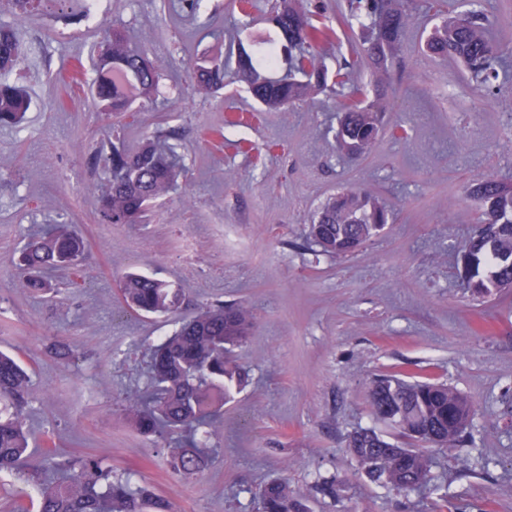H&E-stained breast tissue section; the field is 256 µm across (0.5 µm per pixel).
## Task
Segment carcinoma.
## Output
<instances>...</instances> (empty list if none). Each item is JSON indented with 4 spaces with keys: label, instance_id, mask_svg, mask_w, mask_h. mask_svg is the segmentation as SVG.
<instances>
[{
    "label": "carcinoma",
    "instance_id": "1",
    "mask_svg": "<svg viewBox=\"0 0 512 512\" xmlns=\"http://www.w3.org/2000/svg\"><path fill=\"white\" fill-rule=\"evenodd\" d=\"M414 13V0H351L343 24L360 30L362 55L371 64L373 99L342 104L335 139L338 150L348 157L366 156L377 144L384 114L390 110L380 88L398 61ZM269 22L275 32L262 38L255 53L241 50L235 66L216 57L193 63L197 90L207 94L221 89L230 74L247 85L263 109L285 111L321 92L334 94L336 87L347 84L358 60L344 63L331 82L318 57V46L336 36L329 20L299 6L297 0H275ZM424 48L431 55L460 61L480 89H492L503 64L502 47L490 39L484 16L474 9L442 18ZM21 50L20 32L0 24V127L18 125L30 106L22 90L5 79ZM160 79V68L146 50L114 30L104 44L92 104L100 112H128L136 100L156 95ZM96 155L107 175L99 212L111 224L141 222L158 200L176 189L184 169L178 146L170 143V133L163 129L135 152L118 139L103 138ZM470 195L478 202L481 216L462 255L463 283L472 295L486 297L512 288V183L487 172L472 183ZM391 222V213L375 196L348 190L323 204L309 226V238L322 252L345 256ZM86 257L85 239L69 226L57 224L19 251L17 288L41 293L47 288L44 270L80 271ZM119 293L137 313H173L181 300L180 289L173 283L142 273L124 276ZM252 325L253 315L246 306L214 304L179 322L153 348L149 385L128 396L125 414L145 435L184 432L167 448L173 472L191 475L207 467L224 403L234 399L245 382L231 349L244 340ZM31 383L27 370L0 352V472L21 464L31 471L37 481L36 512H169L165 499L132 486L129 479L95 458L61 460L51 450L34 455L24 423ZM369 401L376 417L421 447L404 448L373 429L352 433L348 453L366 479L405 494L440 491L434 475L436 452L455 448L472 434V402L444 383L392 375L372 380ZM259 502L260 512H308L306 497L284 480L266 483Z\"/></svg>",
    "mask_w": 512,
    "mask_h": 512
}]
</instances>
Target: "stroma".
<instances>
[{"label": "stroma", "instance_id": "stroma-1", "mask_svg": "<svg viewBox=\"0 0 512 512\" xmlns=\"http://www.w3.org/2000/svg\"><path fill=\"white\" fill-rule=\"evenodd\" d=\"M271 3L255 0L245 32L233 0H207L193 18L161 0H102L96 21L71 25L39 0L37 22H23L17 76L32 106L21 127H0V349L33 372L31 446L133 471L172 512H260L267 481L309 491L330 477L335 498L309 491L310 512H431V498L369 483L345 447L361 428L394 434L370 410L373 378L413 380L428 369L473 402L480 432L470 471L459 472L458 449L438 455L449 512H512V289L481 299L460 280L478 216L470 183L489 170L512 183V11L502 0L475 4L509 52L493 96L457 62L423 51L435 21L420 10L404 66L388 81V129L370 155L352 160L335 148L333 105L317 100L232 127L230 118L257 106L245 84L193 91L189 63L217 44L233 53L251 46L269 29ZM106 28L124 31L161 68L162 98L134 118L96 111L85 90L67 86ZM158 127L175 131L184 157L178 191L144 223L100 222L97 141L113 133L136 150ZM211 128L223 129V149ZM359 188L392 211V223L352 255L324 254L308 238L313 214ZM48 224L72 225L90 252L79 288H66L67 271L47 272L62 291L54 302L15 287L20 248ZM130 271L174 282L178 316L218 302L253 313L233 349L246 383L224 406L202 473H173L167 438L123 418L127 394L149 383L151 347L177 318L129 310L117 282ZM55 342L70 356L50 353Z\"/></svg>", "mask_w": 512, "mask_h": 512}]
</instances>
